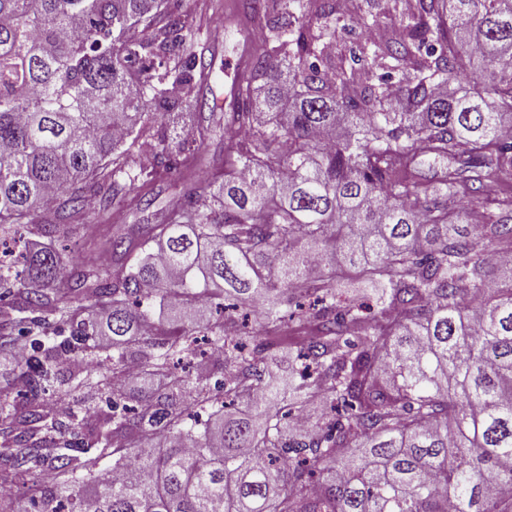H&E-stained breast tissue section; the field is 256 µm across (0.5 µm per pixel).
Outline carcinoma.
<instances>
[{"label":"carcinoma","mask_w":512,"mask_h":512,"mask_svg":"<svg viewBox=\"0 0 512 512\" xmlns=\"http://www.w3.org/2000/svg\"><path fill=\"white\" fill-rule=\"evenodd\" d=\"M376 2L348 67L342 0H241L264 44L224 162L113 232L114 269L0 260L12 309L70 336L15 364L23 400L0 389L28 512H512V191L486 194L512 180V0H416L382 42ZM195 33L171 0H0L1 232L120 205L138 151L202 165L209 129L174 121ZM200 332L215 388L173 371ZM56 383L112 390V430L65 438Z\"/></svg>","instance_id":"carcinoma-1"}]
</instances>
